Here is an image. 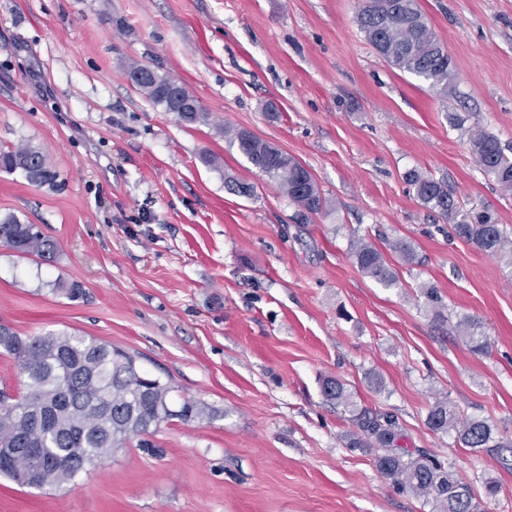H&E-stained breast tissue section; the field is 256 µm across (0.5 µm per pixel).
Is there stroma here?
Masks as SVG:
<instances>
[{
  "label": "stroma",
  "mask_w": 512,
  "mask_h": 512,
  "mask_svg": "<svg viewBox=\"0 0 512 512\" xmlns=\"http://www.w3.org/2000/svg\"><path fill=\"white\" fill-rule=\"evenodd\" d=\"M357 6L0 0V147L38 146L58 173L50 188L0 171V216L37 225L58 250L45 264L0 247V324L93 337L215 411L131 440L72 489L2 476L0 512H435L377 470L381 447H349L356 427L323 396L327 377L358 406L396 414L403 447L451 466L478 512H512V449L476 454L426 422L445 398L512 439V264L451 235L405 180L412 169L447 179L512 237V192L469 145L482 129L512 154V0H420L456 66L444 95L377 53ZM133 65L181 82L208 123L151 103ZM228 128L300 161L327 210L294 223ZM228 175L254 196L229 190ZM363 237L382 250L411 240L420 262L396 264L399 287H383L351 255ZM59 279L85 298L53 293ZM466 317L486 354L457 332ZM457 331L467 338L466 343L471 351L484 354L488 348V341L481 330V326L470 319L460 320L456 326Z\"/></svg>",
  "instance_id": "stroma-1"
}]
</instances>
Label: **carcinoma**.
<instances>
[{"mask_svg":"<svg viewBox=\"0 0 512 512\" xmlns=\"http://www.w3.org/2000/svg\"><path fill=\"white\" fill-rule=\"evenodd\" d=\"M356 22L368 42L398 70L428 83L438 94L448 93L456 78L448 51L429 27L419 0H363ZM141 73L135 83L155 105L165 111L181 104L176 119L183 124L205 123L208 113L185 87L167 74L136 65ZM230 146L266 176L276 181L295 205L294 220L309 223L327 208L312 173L294 157L244 129L224 131ZM469 144L484 172L492 175L506 191L512 190V156L505 153L493 134L476 130ZM20 172L31 183L54 185L57 172L46 153L21 141L0 148V170ZM421 203L444 217L456 237L476 244L492 257L512 260V239L493 214L474 212L462 206L448 183L433 175L411 170L406 175ZM0 247L45 262L56 258L52 240L34 224H24L16 216L0 219ZM389 250L405 264L417 259L414 245L396 238ZM352 257L359 270L378 284L391 288L399 278L385 254L372 242L359 238L352 243ZM55 291L71 301L84 296L77 282H58ZM429 311L441 319L443 305L433 288H421ZM475 354L487 351L488 341L481 326L463 319L456 326ZM0 354L14 358L25 377L23 387L8 403L0 401V475L23 487H62L90 466L110 459L135 437L154 433L173 419L184 423L201 422L214 415L202 401L174 402L171 384L144 372L135 360L90 336L76 332L21 336L0 326ZM324 396L349 409L361 433L352 437L354 448L374 443L386 449L376 457V467L393 485L410 491L435 505L437 512H476L471 486L438 458L424 452L397 448L402 425L397 415L360 408L344 383L328 377L323 381ZM178 408V413L171 412ZM427 423L436 432H455L464 448L475 451L512 448L494 433L492 426L477 417L462 418L454 405L438 399L430 407Z\"/></svg>","mask_w":512,"mask_h":512,"instance_id":"1","label":"carcinoma"}]
</instances>
